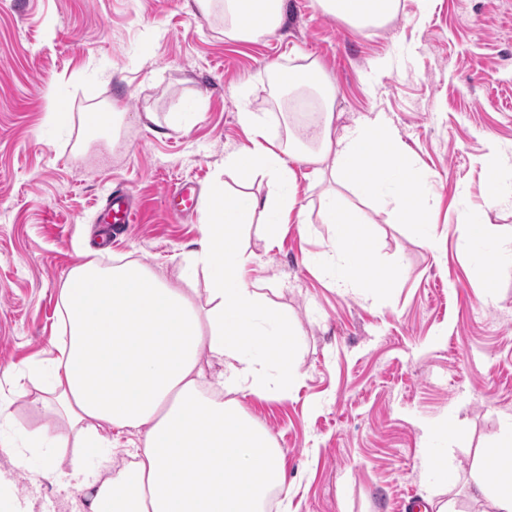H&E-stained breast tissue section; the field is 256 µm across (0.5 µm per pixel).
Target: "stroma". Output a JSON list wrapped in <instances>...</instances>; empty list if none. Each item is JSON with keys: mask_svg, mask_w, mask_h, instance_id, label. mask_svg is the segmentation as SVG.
Here are the masks:
<instances>
[{"mask_svg": "<svg viewBox=\"0 0 512 512\" xmlns=\"http://www.w3.org/2000/svg\"><path fill=\"white\" fill-rule=\"evenodd\" d=\"M307 57L336 92L338 126L384 115L427 174L416 192L430 199L437 240L423 247L352 187L298 177L306 223L284 226L272 248L260 224H246L237 245L254 255L249 278L295 316L299 382L241 403L283 453L288 512H398L407 494L442 487L455 512H487L502 482L490 461L506 454L512 417V262H480L468 224L512 234V178L486 207L481 164L493 144L512 168V0H401L371 29L286 0L281 28L256 42L225 36L218 2L0 0V468L12 472L0 505L80 507V486L61 476L73 448L48 475L38 456L13 465L33 431L62 424L19 396L16 374L57 355L61 289L99 241V207L117 187L140 205L101 264L126 257L181 286L205 211L172 215L168 188L189 181L201 193L221 177L225 152L247 142L241 108L275 139L304 129L318 92L284 98L271 75ZM55 87L72 114L65 128L47 114ZM111 110L125 115L119 128H83L82 113ZM333 191L362 216L388 273L364 297L339 293L331 266L313 258L330 237L318 210ZM445 426L441 453L427 434ZM436 454L437 470L427 465Z\"/></svg>", "mask_w": 512, "mask_h": 512, "instance_id": "stroma-1", "label": "stroma"}]
</instances>
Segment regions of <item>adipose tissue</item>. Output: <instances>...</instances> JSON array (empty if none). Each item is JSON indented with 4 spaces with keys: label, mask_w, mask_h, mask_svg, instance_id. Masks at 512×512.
I'll return each mask as SVG.
<instances>
[{
    "label": "adipose tissue",
    "mask_w": 512,
    "mask_h": 512,
    "mask_svg": "<svg viewBox=\"0 0 512 512\" xmlns=\"http://www.w3.org/2000/svg\"><path fill=\"white\" fill-rule=\"evenodd\" d=\"M325 13L364 29L386 24L400 0H316ZM284 0H225L230 38L259 40L280 27ZM335 96L325 91L311 144L274 140L258 114L240 111L249 143L224 156V170L266 178L265 198L228 195L223 181L206 193V221L183 258L184 277L208 275L207 301L197 308L189 289L175 288L136 261L74 267L61 291L66 334L59 342L46 400L65 416L80 452L70 477L85 491L81 512H263L271 491L286 481L283 454L254 423L239 398L292 389L298 375L288 341L295 333L287 308L247 279L252 257L236 248L242 224L261 214L268 238L287 223H305L295 190L294 163L316 181L354 183L362 195L394 201L391 218L412 224L432 246L433 225L412 220L404 200L420 173L383 118L336 126ZM320 221L337 257L336 288L360 287L367 236L336 195L321 202ZM221 370L218 396L201 384L206 362ZM141 431L140 447L113 470L106 433Z\"/></svg>",
    "instance_id": "adipose-tissue-1"
}]
</instances>
